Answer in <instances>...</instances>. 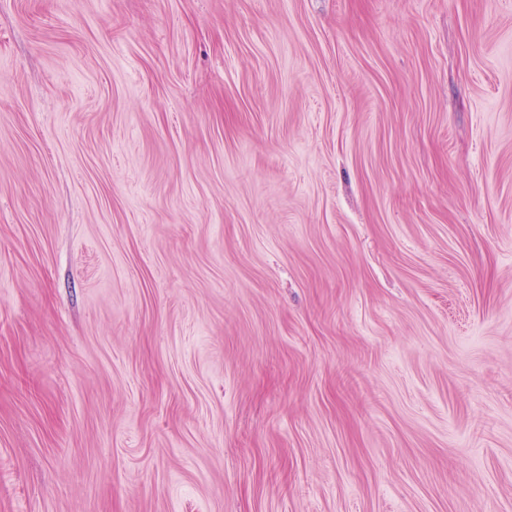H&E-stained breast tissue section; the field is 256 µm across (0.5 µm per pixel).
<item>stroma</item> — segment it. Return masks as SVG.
Returning <instances> with one entry per match:
<instances>
[{
    "label": "stroma",
    "mask_w": 512,
    "mask_h": 512,
    "mask_svg": "<svg viewBox=\"0 0 512 512\" xmlns=\"http://www.w3.org/2000/svg\"><path fill=\"white\" fill-rule=\"evenodd\" d=\"M0 512H512V0H0Z\"/></svg>",
    "instance_id": "obj_1"
}]
</instances>
